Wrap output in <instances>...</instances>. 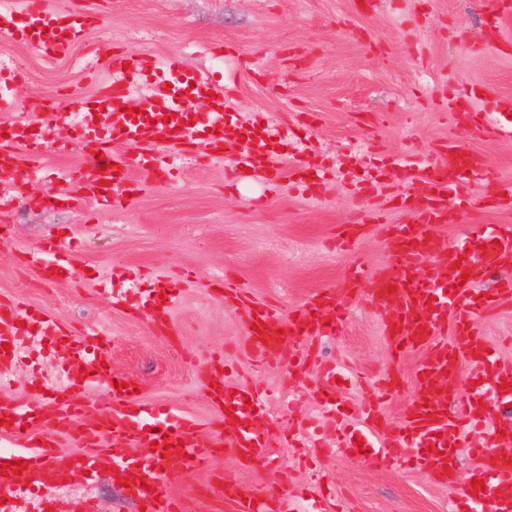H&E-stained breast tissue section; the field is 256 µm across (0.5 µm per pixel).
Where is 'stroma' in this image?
<instances>
[{
	"label": "stroma",
	"mask_w": 512,
	"mask_h": 512,
	"mask_svg": "<svg viewBox=\"0 0 512 512\" xmlns=\"http://www.w3.org/2000/svg\"><path fill=\"white\" fill-rule=\"evenodd\" d=\"M99 26L90 29L70 56L51 60L0 36V62L22 71L13 94L22 112L55 117L45 149L49 168L83 166L64 100L96 88L91 71L105 72L115 48L162 58L182 54L187 68L220 77L231 87L228 103L245 124H266L286 135L279 167L296 156L321 169L326 179L316 196L297 193L289 181L270 183L245 175L234 152L224 161L197 154H167L175 175L143 183L131 205L104 211L90 201L61 209L39 206L55 184L34 178L23 188L0 187L16 201L12 235L0 241V301L51 306L72 335L84 328L110 336L105 358L114 371L135 379L158 420L172 424L191 415L211 424L206 396L207 366L223 362L233 389L268 397L272 427L284 429L289 415L321 418L325 396L322 368L388 371L390 389L339 381L336 401L353 407L382 398L384 439L399 436L413 395L412 377L421 353L394 357L380 328L369 284L343 291L351 264L368 271L392 270L394 258L383 227L397 224L398 195L417 188L436 149L450 142L481 153L495 177L512 179V139L492 140L467 126H454L445 107L457 97L498 117L497 103L512 99V14L486 29L496 0H97ZM226 44L224 55L213 52ZM390 160L387 174L357 192L354 168L361 156ZM342 224L360 226L352 251L331 241ZM512 224V207L479 205L458 210L441 225L447 242L476 252L489 226ZM65 234L80 247L73 276L42 283L24 254L50 235ZM166 267L190 274L192 284L171 312L176 337L162 336L135 305L111 308L102 284L125 287L129 268L152 273ZM230 277L251 300L289 316L322 288L338 291L340 333L319 338L305 372L290 369L287 352L271 354L254 371L243 336L242 313L213 292L215 279ZM64 358L55 353L1 371L20 400L31 396L32 365L45 378L57 375ZM227 477L266 494L319 495L324 486L347 494L350 512H452L457 490L437 482L431 470L408 472L354 460L324 434L318 448H292L275 438L269 458L248 468L217 453L209 470L174 478L184 512H220L199 498L197 485Z\"/></svg>",
	"instance_id": "stroma-1"
}]
</instances>
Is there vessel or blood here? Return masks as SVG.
I'll list each match as a JSON object with an SVG mask.
<instances>
[{
  "label": "vessel or blood",
  "mask_w": 512,
  "mask_h": 512,
  "mask_svg": "<svg viewBox=\"0 0 512 512\" xmlns=\"http://www.w3.org/2000/svg\"><path fill=\"white\" fill-rule=\"evenodd\" d=\"M23 20H15V13ZM0 9V34L9 40L33 46L42 56H69L85 32L98 25L90 12L74 9L66 13L50 10L47 0H24L21 11ZM109 78L90 94L71 99L69 109L76 118L80 133L77 140L87 156V165L77 172L60 171L56 181L71 201L91 200L98 206L118 211L125 209L132 190L130 174L158 180L170 170L158 159L159 142L179 146L185 155L197 149L213 153L224 148V114L222 107L228 94L225 85L207 78H192L182 59L171 56L158 60L152 54L113 49L108 61ZM149 86L143 115L130 119L123 108L129 105L135 89ZM209 105L204 125L186 124V102L182 92ZM449 122L462 123L480 133L512 137V120H490L483 112H459L449 109ZM121 135L127 151L112 149L114 135ZM246 166L251 172L271 174L273 179L288 178L302 187L304 194L316 195L320 179L310 178L301 165L289 170L272 166L271 155L276 143L266 128L254 129ZM44 137L34 130L32 121L18 120L0 136V174L12 175L17 187H24L42 167ZM440 162L430 167L422 187L402 195L405 219L388 225L386 238L394 254L393 271L367 273L353 265L349 287L370 280L373 298L378 305L384 334L396 356L423 352V359L413 373L414 398L410 418L402 427L401 438L379 444L381 411L373 404L361 410L359 430L341 428L337 433L340 447L372 466H389L401 461L411 467H427L448 486L460 492L461 506L478 505L480 512H512V465L507 464L503 449L512 447V424L491 423L493 408L481 394L465 400L456 398L459 365L468 360L475 366V377L494 376L507 382L498 399L512 403V365L496 361L488 340L478 329L479 321L494 317L512 306V279L498 278L487 297H478L476 283L497 271L512 266V225H497L492 243L470 257L447 245L437 227L451 223L453 213L469 204L465 182L489 179L490 170L483 156L440 146ZM26 263L50 284L70 278L75 269V250L71 243L50 236L26 255ZM153 288L142 303L161 329L171 335L172 309L183 294L178 280L164 272L156 273ZM225 297L236 298L243 311L247 349L256 358L274 350H287L297 369H304L312 354L306 341L336 333L339 314L335 289L320 290L296 316L284 319L266 306H252L242 300L241 290L232 280L223 284ZM451 326L452 337H441L444 326ZM68 349L71 364L65 368L64 380L52 391L48 402H19L12 391L10 378L0 376V439H10L18 446L17 460L23 472L0 474V498L7 512L14 505L11 497L16 488L35 484L52 489L73 474L101 470L127 478L126 496L137 505L138 512H182V503L171 491L173 478L206 470L216 451H224L243 468L268 457L272 435L262 427V401L257 393L231 391L224 384L219 369L210 373L208 396L214 401L215 416L207 435H199L197 420L182 418L176 426L156 425L149 405L140 403L136 381L113 391L106 409L88 425L81 424L83 404L78 397L84 387L99 381L118 379L103 364L101 349L106 342L99 333L72 336L62 329L52 307L41 305H0V361L17 358L25 345L42 347L43 343ZM66 435L79 446L76 454L57 450V435ZM143 448L144 459L127 455L128 449ZM468 449L479 466L462 471L458 464L459 449ZM481 479L484 491H475L473 479ZM197 494L230 505L231 512H289L284 493L257 495L244 489L234 479L222 484L198 486Z\"/></svg>",
  "instance_id": "b4317fda"
}]
</instances>
